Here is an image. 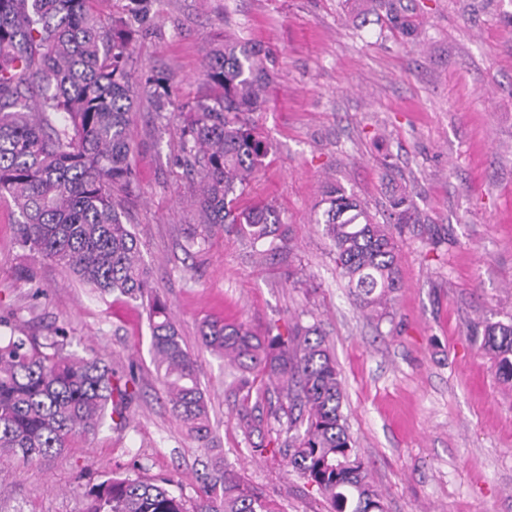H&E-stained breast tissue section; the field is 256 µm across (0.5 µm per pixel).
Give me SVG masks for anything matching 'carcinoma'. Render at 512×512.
Masks as SVG:
<instances>
[{
	"label": "carcinoma",
	"mask_w": 512,
	"mask_h": 512,
	"mask_svg": "<svg viewBox=\"0 0 512 512\" xmlns=\"http://www.w3.org/2000/svg\"><path fill=\"white\" fill-rule=\"evenodd\" d=\"M126 16L109 28L98 22L95 0H0V200L18 211L17 245L68 269L101 295L148 300L151 351L162 372L173 414L197 440H211L209 406L196 362L184 347L167 304L154 292L140 241L127 223L132 191L129 127L136 98L160 111L174 104L173 83L150 72L132 78L128 61L148 0H129ZM209 100L178 105V160L198 178L194 205L207 227H230L253 244L273 249L281 224L276 208L242 196L269 142L243 115L257 111L270 74L253 48L237 41L208 55ZM316 223L331 244L336 267L356 305L388 315L400 288L397 247L390 227L415 224L411 200L394 194L383 222L341 185L327 188ZM0 336V456L38 462L69 447L77 433L93 434L106 420H125L136 395L133 370L118 372L96 356L69 350L67 336ZM202 344L239 372V416L253 451L264 454L258 403L277 394L273 419L286 422L290 465L325 498L332 512H384L382 496L346 426L336 357L318 323H295L288 336L261 337L243 324L205 321ZM480 348L512 383V317L482 322ZM84 512H275L232 470L200 477L195 507L170 481L108 477L85 492Z\"/></svg>",
	"instance_id": "carcinoma-1"
}]
</instances>
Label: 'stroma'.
I'll list each match as a JSON object with an SVG mask.
<instances>
[{"label": "stroma", "instance_id": "obj_1", "mask_svg": "<svg viewBox=\"0 0 512 512\" xmlns=\"http://www.w3.org/2000/svg\"><path fill=\"white\" fill-rule=\"evenodd\" d=\"M393 3L154 0L129 68L170 76L180 100L210 94V49L231 39L260 50L272 80L249 119L273 148L239 203H272L285 240L263 254L237 230L205 231L175 121L139 103L125 208L198 366L213 430L205 448L166 399L146 304L99 295L22 252L18 214L0 201V309L27 335L61 330L80 355L134 369L138 390L125 427L40 462L0 457V512H83L88 483L111 474L169 479L189 501L217 458L276 512H328L287 451L253 452L224 361L199 341L215 318L259 333L320 323L385 512H512V385L471 338L512 315V0ZM330 181L375 216L395 189L419 214L394 233L403 286L382 322L349 298L316 222ZM22 262L37 266L38 285L16 280Z\"/></svg>", "mask_w": 512, "mask_h": 512}]
</instances>
